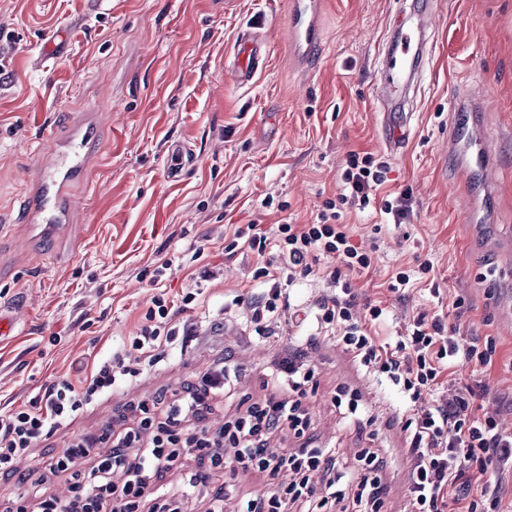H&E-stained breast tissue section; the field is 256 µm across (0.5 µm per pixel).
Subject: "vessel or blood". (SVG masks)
Returning a JSON list of instances; mask_svg holds the SVG:
<instances>
[{
  "label": "vessel or blood",
  "mask_w": 512,
  "mask_h": 512,
  "mask_svg": "<svg viewBox=\"0 0 512 512\" xmlns=\"http://www.w3.org/2000/svg\"><path fill=\"white\" fill-rule=\"evenodd\" d=\"M322 6L323 0H290L286 21L288 45L299 62L311 61L322 38ZM431 21V9L418 11L414 31L392 36L386 43V76L376 98V109L383 115L388 142L395 151L403 143L396 101L403 93L408 70L422 60ZM268 55L265 37L248 31L240 33L232 46L227 74L230 83L239 88L252 85L265 68ZM100 130L99 114L93 111L81 114L66 128L52 129L46 135L27 178L28 203L21 243L30 261L68 259L69 254L62 244L71 229L70 186L88 177L98 156ZM461 153L463 160L459 171L463 180L468 182L478 175L485 186H492L495 166L490 141L481 122H472L462 134ZM196 165L197 156L189 147L180 142L168 144L167 167L172 176H182Z\"/></svg>",
  "instance_id": "1"
}]
</instances>
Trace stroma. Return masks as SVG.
Listing matches in <instances>:
<instances>
[{
  "mask_svg": "<svg viewBox=\"0 0 512 512\" xmlns=\"http://www.w3.org/2000/svg\"><path fill=\"white\" fill-rule=\"evenodd\" d=\"M289 0H0V305L19 307L21 322L0 340V412L22 404L74 366L111 355L132 335L156 293L154 269L176 251L201 246L192 267L173 268L169 294L200 290L220 328L158 370L104 396L33 448L37 459L62 453L83 432L110 422L124 407L158 391H181L206 366L231 361L239 394H264L262 371L277 349L298 348L315 367L318 387L306 404L312 445L342 448L349 470L362 449L382 460L384 512H405L410 462L403 430L407 406L389 382L369 378L353 355L319 335L295 345L287 318L277 321L279 347L251 341L226 297L246 289L257 262L224 256V240L250 224H310L325 201L343 191L351 152L387 160L381 194H407L412 212L401 225L378 211L349 212L354 239L380 246L359 292L384 300L380 340L404 333L418 313L444 312L460 343L493 339L481 374L496 413L512 436V0H434L435 45L414 78L415 119L399 152L388 151L375 110L382 47L409 10L408 0H328L323 39L312 65L295 67L285 44ZM266 35V68L250 87L225 78L238 32ZM64 34V50L48 40ZM479 97L490 134L497 183L484 219L464 228L460 214L473 187L457 177L459 154L448 144L468 123L454 111L459 95ZM102 111V159L74 189L73 223L81 242L70 261L35 267L14 243L26 206L24 176L46 129L79 113ZM187 144L196 169L167 173V143ZM431 259L442 295L388 293L393 269ZM208 279H201L202 271ZM460 309H453L456 299ZM358 393L375 424L340 431L331 403L338 389Z\"/></svg>",
  "mask_w": 512,
  "mask_h": 512,
  "instance_id": "1",
  "label": "stroma"
}]
</instances>
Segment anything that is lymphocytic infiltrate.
<instances>
[{
  "label": "lymphocytic infiltrate",
  "instance_id": "1",
  "mask_svg": "<svg viewBox=\"0 0 512 512\" xmlns=\"http://www.w3.org/2000/svg\"><path fill=\"white\" fill-rule=\"evenodd\" d=\"M389 171L373 153H350L342 174L346 191L325 202L317 223L252 224L235 231L225 256L251 251L262 263L252 276L256 294L234 296L232 303L241 309L243 330L266 340L274 335L271 321L280 315H287L300 336L308 319H315L318 331L353 353L366 373L400 387L410 404L404 424L412 471L409 512H503L491 475L512 471V437L479 412L476 400L487 385L479 380L465 388H443L444 377L454 376L460 365H491L493 340L461 346L442 317L421 314L406 336L382 343L372 332L384 315L381 305L367 304L366 318L354 316L358 294L352 280L370 268L372 253L354 243L341 217L346 210L368 207ZM325 254L338 260L320 275L325 291L308 308L292 307L291 288L316 276ZM204 306L194 292L177 303L163 293L155 296L130 342L137 360L153 367L173 352L191 349L199 325L180 315ZM135 374L118 352L92 361L89 374L61 378L19 409L0 414V470L16 471L21 461L32 459L35 442ZM237 378L226 365L209 366L182 394L158 393L127 405L112 424L81 435L61 454L33 460L40 477L13 499L15 512H26L31 504L36 512H188L199 491L204 512H224L226 500L240 498L233 474L251 467L276 486L240 498L241 512H381L385 487L377 452L362 453L364 473L352 480L335 446L288 453L270 445L271 437L286 428L304 436L309 416L303 400L316 383L314 368L282 352L266 369L263 401L219 427L206 426L208 414L234 405ZM189 457L197 459L198 469L170 481L169 473ZM283 473L288 481H280ZM62 476L70 483V495L63 499L49 492Z\"/></svg>",
  "mask_w": 512,
  "mask_h": 512
}]
</instances>
